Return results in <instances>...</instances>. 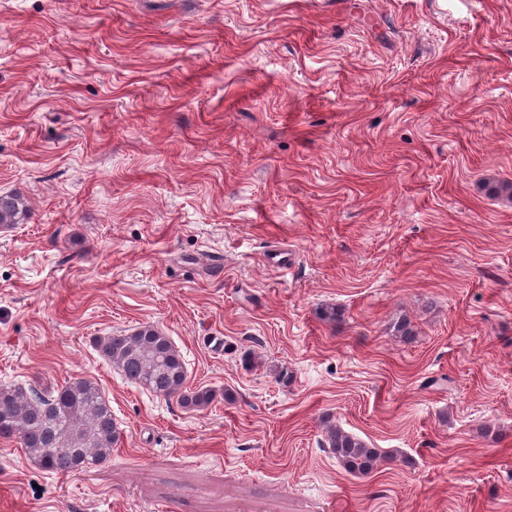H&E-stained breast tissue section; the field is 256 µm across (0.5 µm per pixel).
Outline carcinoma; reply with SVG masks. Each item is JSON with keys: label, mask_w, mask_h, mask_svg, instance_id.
Segmentation results:
<instances>
[{"label": "carcinoma", "mask_w": 512, "mask_h": 512, "mask_svg": "<svg viewBox=\"0 0 512 512\" xmlns=\"http://www.w3.org/2000/svg\"><path fill=\"white\" fill-rule=\"evenodd\" d=\"M29 208L18 195H0V224H20ZM96 346L125 380L184 408L203 409L214 399L207 388L186 385L185 362L168 336L152 325L129 334L100 338ZM16 437L41 468L67 474L105 463L120 438L112 408L91 380L78 379L52 390L0 388V438ZM322 446L350 474L377 469L378 449L340 426L326 427Z\"/></svg>", "instance_id": "1"}]
</instances>
